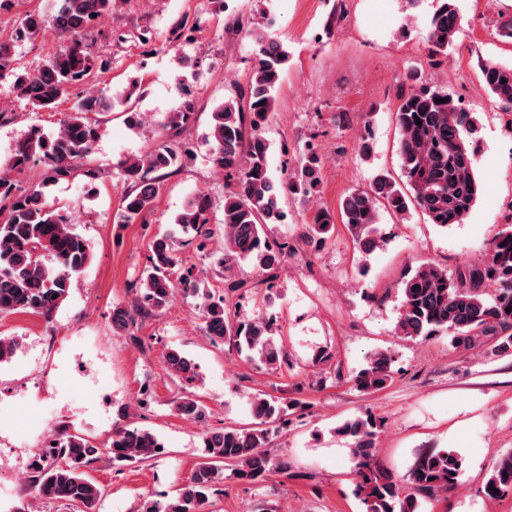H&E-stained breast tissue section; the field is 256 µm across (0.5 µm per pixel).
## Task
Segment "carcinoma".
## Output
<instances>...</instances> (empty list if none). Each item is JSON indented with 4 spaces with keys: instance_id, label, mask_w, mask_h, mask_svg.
Here are the masks:
<instances>
[{
    "instance_id": "carcinoma-1",
    "label": "carcinoma",
    "mask_w": 512,
    "mask_h": 512,
    "mask_svg": "<svg viewBox=\"0 0 512 512\" xmlns=\"http://www.w3.org/2000/svg\"><path fill=\"white\" fill-rule=\"evenodd\" d=\"M116 0H59L55 24L66 44L54 49L46 64L34 75L14 66L16 45L33 40L43 18L37 13L22 17L8 40H0V79L10 80L11 90L32 109L51 111L75 86L84 85L104 69L94 42L87 40L97 19L112 14ZM427 27L426 41L435 53L448 54L460 28L455 0H439ZM227 26L254 37L256 63L245 83H232L233 92L212 108L205 142L214 167L233 180L224 193V287H272L277 270L291 252L289 242L270 237L273 225L283 220L282 201L289 197L307 200L320 181L319 159L311 152L291 172L274 178L268 165V144L263 129L272 112L290 55L268 32L257 33L249 22L234 17ZM195 24L188 16L177 18L169 29V45L179 50L192 43ZM482 82L498 104L512 110V66L485 62ZM400 96L394 113L399 131L398 151L407 188L386 173L372 178L370 189L355 190L340 205V216L354 235L357 247L371 251L375 238L378 205L397 215L409 206L418 207L431 224L446 228L460 224L472 211L479 194L477 157L472 141L478 127L472 113L463 109L448 92L417 83ZM138 90L135 82L117 96L89 93L80 98L76 111L54 132L33 128L15 147L6 172L0 171V314L26 312L46 319L67 300L73 279L91 262L89 241L70 224L68 217L47 200L48 189L80 172L90 181L99 171L87 158L99 139L100 128L90 115L121 108L136 122L130 101ZM180 102L159 125V143L123 163L130 187L112 216L122 227L134 224L152 209L160 183L182 167L190 152L183 131L193 124L199 110L192 91L179 87ZM420 122H415V119ZM40 162L38 183L20 191L14 175ZM211 200L203 192L195 195L176 216L174 224L185 234L204 241L210 232ZM336 231L335 217L316 210L305 221L304 237L311 245L323 246ZM177 239L172 233L156 235L149 243L148 267L139 278L136 296L129 304L112 307V331L123 335L140 317L162 310L178 292L201 299L199 309L204 335L217 344L229 340L248 361L267 366L280 362L271 326L259 320L233 319L225 299L200 292L198 282L184 273L173 278L180 263ZM248 264L256 273L253 281L238 278L235 268ZM401 312L397 332L407 338L428 337L442 330L454 332L453 343L469 348L482 336L498 338L496 349L512 348V225L491 241L484 259L453 276L433 264H422L407 273L401 288ZM392 357L384 351L371 356L368 366L354 377L363 391L380 390L391 380ZM168 371L189 377L195 366L178 350L165 357ZM255 419L249 428L226 427L203 437V461L190 473L176 493L166 500H147L142 512H206L211 495L224 481V468L240 480H259L273 467L266 448L274 424L301 410L302 402L286 397L258 394L250 399ZM173 410L187 420L205 416L203 404L191 396L174 401ZM378 424L370 416L350 418L336 432L351 442L353 471L358 477L355 494L364 512H419L418 496L448 491L456 486L462 458L453 450H429L420 454L402 480L393 479L376 465ZM160 443L151 431L117 426L104 448L76 434L57 432L38 449L30 463L31 490L37 499L62 502L74 512H100L104 490L88 474L102 455L114 463H143L159 454ZM499 494H494V491ZM484 492L490 499L512 495V452L501 457L488 476Z\"/></svg>"
}]
</instances>
